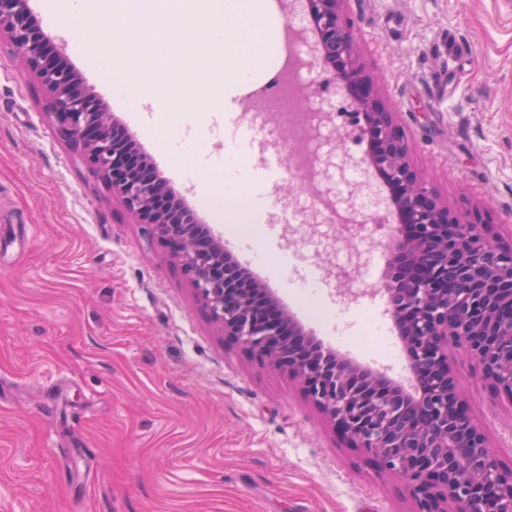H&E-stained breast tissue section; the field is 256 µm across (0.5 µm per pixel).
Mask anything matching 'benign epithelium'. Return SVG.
<instances>
[{
    "mask_svg": "<svg viewBox=\"0 0 512 512\" xmlns=\"http://www.w3.org/2000/svg\"><path fill=\"white\" fill-rule=\"evenodd\" d=\"M345 0H302L315 35L313 64L333 76L362 121L359 164L387 188L396 214L383 292L411 363L407 389L384 372L328 350L276 296L224 250L143 154L129 159L111 114L77 73L48 56L30 0H0V40L22 52L67 138L125 207L164 239L210 318L245 350L288 372L336 433L401 476L414 512H512V470L473 421L449 348L475 361L495 394L512 402V245L481 219L448 209L412 166L403 127L358 65Z\"/></svg>",
    "mask_w": 512,
    "mask_h": 512,
    "instance_id": "1",
    "label": "benign epithelium"
}]
</instances>
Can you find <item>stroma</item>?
<instances>
[{
  "instance_id": "1",
  "label": "stroma",
  "mask_w": 512,
  "mask_h": 512,
  "mask_svg": "<svg viewBox=\"0 0 512 512\" xmlns=\"http://www.w3.org/2000/svg\"><path fill=\"white\" fill-rule=\"evenodd\" d=\"M51 45L149 156L202 224L271 288L325 347L378 370L362 312L397 337L380 293L388 260L387 192L374 173L353 181L366 149L343 114L331 75H300L319 121L302 142L319 164L273 176L291 149L279 117H260L236 159L251 196L240 220L217 217L224 140L247 123L242 94L209 95L212 62L191 109L152 132V103L113 92L112 39H94L30 2ZM359 62L404 126L411 161L450 208H475L512 244V0H347ZM342 211L367 216L346 237L310 186ZM352 271L358 298L331 271ZM325 312L307 315L306 294ZM455 375L474 423L512 469V402L495 397L473 361ZM404 481L339 440L288 375L226 341L178 262L148 235L61 133L47 96L8 43L0 44V512H413Z\"/></svg>"
}]
</instances>
